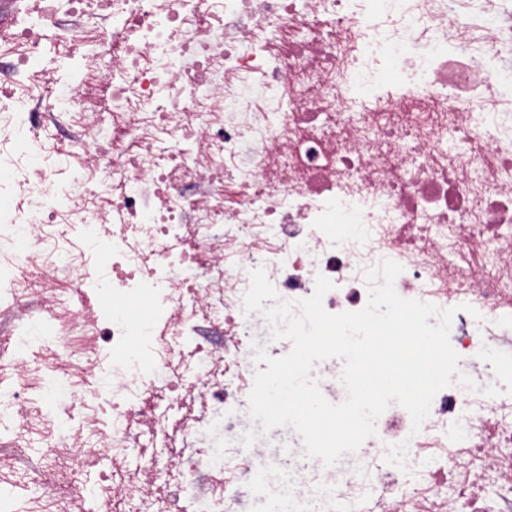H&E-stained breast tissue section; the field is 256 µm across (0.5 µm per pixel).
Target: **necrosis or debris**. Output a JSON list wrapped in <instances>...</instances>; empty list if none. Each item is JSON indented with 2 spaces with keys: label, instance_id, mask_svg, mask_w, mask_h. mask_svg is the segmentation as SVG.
Listing matches in <instances>:
<instances>
[{
  "label": "necrosis or debris",
  "instance_id": "1",
  "mask_svg": "<svg viewBox=\"0 0 512 512\" xmlns=\"http://www.w3.org/2000/svg\"><path fill=\"white\" fill-rule=\"evenodd\" d=\"M385 260L500 393L447 387L417 432L391 405L353 463L285 454L295 512H512V359L482 361L512 321V0H0V337L43 335L0 357V447L49 451L31 512H87L76 466L157 438L198 512L278 502L246 481L250 273L287 300L324 275L339 314ZM97 499L187 512L150 467Z\"/></svg>",
  "mask_w": 512,
  "mask_h": 512
}]
</instances>
